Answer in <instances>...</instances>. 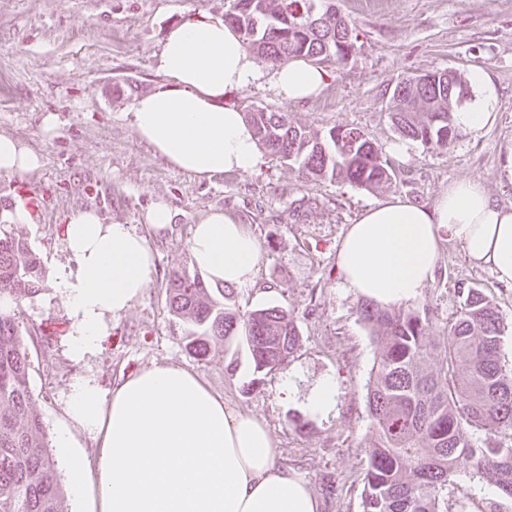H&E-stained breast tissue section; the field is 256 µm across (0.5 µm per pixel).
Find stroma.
Masks as SVG:
<instances>
[{
	"mask_svg": "<svg viewBox=\"0 0 512 512\" xmlns=\"http://www.w3.org/2000/svg\"><path fill=\"white\" fill-rule=\"evenodd\" d=\"M355 25L358 51L340 68H326L322 94L282 103L268 86L228 91L224 103L284 109L296 124L325 130L355 127L377 142L395 169L396 192L431 206L450 181H480L498 203L512 206V178L503 168L512 152V0H336ZM228 0H0V133L16 137L43 158L23 176L0 175V209L37 197L33 220L17 230L39 255L47 277L70 266L69 217L93 209L104 223L130 225L147 235L156 266L145 294L116 317L98 346L73 360L74 316L55 288L14 310L29 333V382L34 409L47 431L64 418V401L78 377L103 397L124 377L153 364L198 374L237 411L263 419L277 441L278 463L302 479L320 512H362L365 448L373 431L367 387L377 356L370 328L360 319L362 298L342 287L336 251L348 224L386 197L346 183L306 182L295 169L268 160L252 173L200 179L155 156L126 114L163 77L155 67L169 29L197 19H220ZM453 69L485 72L496 93L495 120L480 134L462 133L432 151L404 139L391 123L389 88L403 75ZM125 88L116 94L115 85ZM57 117L54 132L43 129ZM405 144L404 153L395 145ZM172 211L168 228L150 234L146 214L155 203ZM223 211L258 237L257 284L235 289L240 311L278 305L294 311L297 351L253 384L244 346L219 348L206 359L185 345L187 326L169 311L165 276L188 263L194 224ZM441 261L419 305L430 306L429 340L443 344L456 318L459 285L481 289L502 312L508 329L501 348L512 367V286L466 261L459 239L443 232ZM336 384L326 416L301 403L321 379ZM294 382V393L285 383ZM448 503L464 512H512L497 488L459 472Z\"/></svg>",
	"mask_w": 512,
	"mask_h": 512,
	"instance_id": "obj_1",
	"label": "stroma"
}]
</instances>
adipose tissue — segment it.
Listing matches in <instances>:
<instances>
[{
	"instance_id": "obj_1",
	"label": "adipose tissue",
	"mask_w": 512,
	"mask_h": 512,
	"mask_svg": "<svg viewBox=\"0 0 512 512\" xmlns=\"http://www.w3.org/2000/svg\"><path fill=\"white\" fill-rule=\"evenodd\" d=\"M166 82L137 98L128 117L155 155L200 178L255 172L266 163L242 112L224 105L226 91L269 83L281 101L319 96L322 69L296 58L263 67L221 20L186 22L169 30L155 56ZM479 96L454 114L456 126L479 134L494 121L495 89L480 71ZM41 155L0 133V175L37 170ZM452 231L467 260L512 284V206L491 198L481 182L448 184L431 207L392 194L348 226L336 255L343 288L379 306L418 300L440 264L441 230ZM74 266L55 288L74 316L71 352L83 356L150 283L148 239L126 224L103 223L95 210L75 212L66 226ZM193 268L210 283L250 288L261 259L257 237L214 211L191 229ZM54 446L69 485L88 512H318L319 503L290 470L276 463L263 421L231 410L193 371L152 365L124 378L102 399L88 381L73 384ZM97 442L94 464L77 451L73 430Z\"/></svg>"
}]
</instances>
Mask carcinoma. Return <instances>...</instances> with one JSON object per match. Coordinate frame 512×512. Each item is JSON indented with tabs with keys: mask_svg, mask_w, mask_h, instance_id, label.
<instances>
[{
	"mask_svg": "<svg viewBox=\"0 0 512 512\" xmlns=\"http://www.w3.org/2000/svg\"><path fill=\"white\" fill-rule=\"evenodd\" d=\"M224 22L235 26L245 48L276 66L303 57L321 67L346 65L357 35L336 42V29L353 28L335 0H229ZM447 71L422 82L403 75L391 95V121L403 136L440 149L458 138L454 107L470 86L449 87ZM244 116L258 144L305 181L331 179L392 188L396 173L382 148L361 130L334 125L324 132L295 125L282 110L249 107ZM46 274L26 237L0 224V296L32 299ZM460 310L439 351L428 341L431 309L367 304L361 319L379 345L367 391L373 433L366 448L363 512H450L448 486L465 469L512 500V447L490 442L512 428V369L501 362L505 332L500 310L483 292L461 287ZM198 274L174 268L167 280L170 312L190 325L186 348L196 358L215 346L244 343L254 372L268 374L296 351L294 312L268 306L242 314L227 306ZM28 348L16 313L0 312V512H67L61 476L43 423L34 413ZM486 440L474 442L473 431Z\"/></svg>",
	"mask_w": 512,
	"mask_h": 512,
	"instance_id": "1",
	"label": "carcinoma"
}]
</instances>
